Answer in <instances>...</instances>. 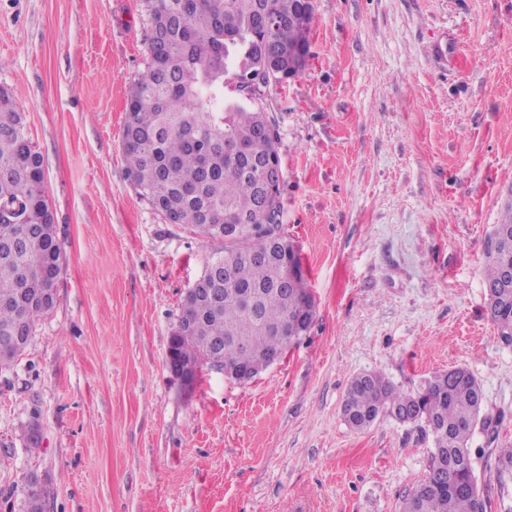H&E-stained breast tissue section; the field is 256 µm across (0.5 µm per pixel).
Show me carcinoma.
<instances>
[{
    "label": "carcinoma",
    "mask_w": 512,
    "mask_h": 512,
    "mask_svg": "<svg viewBox=\"0 0 512 512\" xmlns=\"http://www.w3.org/2000/svg\"><path fill=\"white\" fill-rule=\"evenodd\" d=\"M150 23L147 69L127 97L122 129L126 173L137 194L164 218L174 217L204 239L227 226L240 232L213 254L195 294L182 301L177 357L224 375L254 378L267 357L305 334L314 302L305 273L284 278L280 258L265 249L264 225L280 216L284 179L268 184L261 164L279 158L278 131L266 109L243 95L238 80L255 74L288 79V53L307 43L297 21L303 0H142ZM232 85L234 98L225 96ZM238 139L242 161L227 147ZM20 222L0 223V366L32 340L36 321L56 304L62 247L35 150L12 91L0 87V206ZM486 256L487 316L512 339V288H500L512 267V244ZM483 392L457 366L405 391L379 373L350 381L342 403L349 426L379 418L413 423L432 435L429 473L403 500L401 512H492L480 492L469 441L482 420ZM498 478L512 475V446L499 450ZM52 489L26 494L25 512L44 506Z\"/></svg>",
    "instance_id": "1"
}]
</instances>
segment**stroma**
Instances as JSON below:
<instances>
[{"instance_id": "stroma-1", "label": "stroma", "mask_w": 512, "mask_h": 512, "mask_svg": "<svg viewBox=\"0 0 512 512\" xmlns=\"http://www.w3.org/2000/svg\"><path fill=\"white\" fill-rule=\"evenodd\" d=\"M313 5L305 66L254 97L278 124L280 228L314 319L252 380L187 386L168 340L224 243L166 223L126 178L141 0H0V87L63 250L55 308L0 370V512H23L33 475L45 512H400L432 439L386 418L354 430L345 391L456 366L499 423L470 440L478 487L512 503L495 454L512 445V345L486 316L483 250L512 207V0Z\"/></svg>"}]
</instances>
